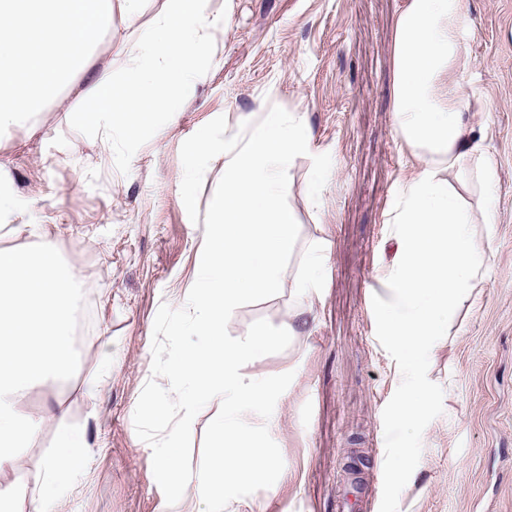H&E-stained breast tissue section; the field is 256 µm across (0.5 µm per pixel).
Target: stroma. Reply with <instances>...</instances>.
Wrapping results in <instances>:
<instances>
[{
  "label": "stroma",
  "instance_id": "stroma-1",
  "mask_svg": "<svg viewBox=\"0 0 512 512\" xmlns=\"http://www.w3.org/2000/svg\"><path fill=\"white\" fill-rule=\"evenodd\" d=\"M404 0H209L217 54L192 81L177 116L152 113L146 142L91 129L75 91L50 104L36 130L0 138V190L14 200L0 215V248H31L47 236L83 282L80 308L92 323L75 342L77 367L21 404L34 415L55 400L65 426L82 431L95 456L72 494L70 512H156L163 492L134 410L152 375L153 323L161 304L186 303L198 274L204 223L181 197L183 142L222 116L229 133L277 105L302 117L308 154L288 167V204L299 242L324 246L316 287L294 288L241 306L231 336L257 319L278 325L295 310L305 324L283 352L248 365L267 376L293 372L270 434L288 477L231 501L226 512H337L348 456L366 457L359 512H512V0H462L471 21L460 77L485 109L473 113L494 165V223L482 219L483 188L462 194L489 265L422 360L433 403L414 424L394 417L406 388L405 361L382 336L372 306L394 261L390 219L400 181L416 159L395 132L393 39ZM139 29L115 11L98 51L120 79ZM322 190L311 196L313 177ZM112 374L86 388L104 353ZM56 424L43 426L8 478L34 485L52 451ZM407 451L405 475L395 449Z\"/></svg>",
  "mask_w": 512,
  "mask_h": 512
}]
</instances>
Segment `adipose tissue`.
I'll return each mask as SVG.
<instances>
[{"label": "adipose tissue", "instance_id": "obj_1", "mask_svg": "<svg viewBox=\"0 0 512 512\" xmlns=\"http://www.w3.org/2000/svg\"><path fill=\"white\" fill-rule=\"evenodd\" d=\"M118 1L138 17L141 0H0V135L35 127L48 104L72 88L92 106L82 115L86 124L129 131L140 141L155 136L147 113L180 112L182 88L214 54L206 0H164L116 82L100 64L97 45ZM468 37L461 0H406L395 25V128L418 167L399 188L391 218L398 226L394 266L373 314L411 365L447 335L458 299L470 295L488 261L460 193L440 176L472 162L484 181L493 177L468 119L483 105L460 93ZM78 294L74 273L59 264L50 241L0 249V473L17 468L42 427L66 412L58 402L33 417L18 400L45 380L71 374ZM88 470L83 434L60 428L34 487L0 482V512H67Z\"/></svg>", "mask_w": 512, "mask_h": 512}]
</instances>
